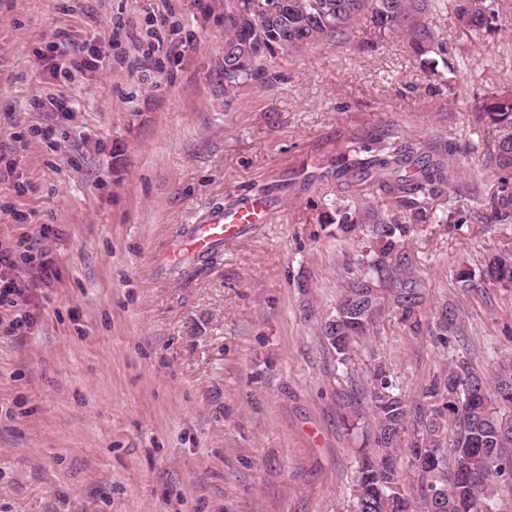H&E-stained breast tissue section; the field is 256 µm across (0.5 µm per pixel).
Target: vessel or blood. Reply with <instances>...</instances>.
Instances as JSON below:
<instances>
[{"label":"vessel or blood","mask_w":512,"mask_h":512,"mask_svg":"<svg viewBox=\"0 0 512 512\" xmlns=\"http://www.w3.org/2000/svg\"><path fill=\"white\" fill-rule=\"evenodd\" d=\"M275 210L274 202L266 197L245 196L232 207H216L206 217L192 224L180 239L177 248L169 250L170 263L183 257L208 258L220 247L244 235L254 224L268 222Z\"/></svg>","instance_id":"obj_1"}]
</instances>
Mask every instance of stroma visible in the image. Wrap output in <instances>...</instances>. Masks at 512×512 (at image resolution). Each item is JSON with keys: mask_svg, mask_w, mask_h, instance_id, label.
Here are the masks:
<instances>
[{"mask_svg": "<svg viewBox=\"0 0 512 512\" xmlns=\"http://www.w3.org/2000/svg\"><path fill=\"white\" fill-rule=\"evenodd\" d=\"M210 2L205 17L196 0H0V156L31 185L0 184V244L24 251L51 225L56 270L30 330L10 333L0 309V512H346L371 423L345 431L319 326L370 231L343 234L336 213L410 215L344 191L337 169L369 149L453 153L427 206L458 223L419 225L406 253L431 299L460 306L479 370L512 355V292L466 293L455 276L512 238V219L489 220L496 133L476 117L512 90V0L481 38L452 8L416 14L420 50L365 15L336 41L276 52L231 93L225 0ZM60 30L98 39L111 66L53 80L40 52ZM59 92L70 116L31 110ZM47 126L51 145L31 133ZM245 194L278 201L270 223L207 261H167L195 216ZM373 352L410 396L440 360L386 306L354 345L357 384Z\"/></svg>", "mask_w": 512, "mask_h": 512, "instance_id": "obj_1", "label": "stroma"}]
</instances>
